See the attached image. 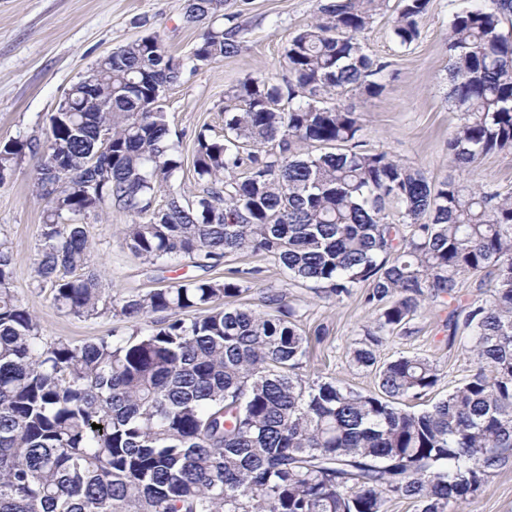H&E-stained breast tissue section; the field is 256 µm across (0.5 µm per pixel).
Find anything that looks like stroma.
<instances>
[{"label":"stroma","mask_w":512,"mask_h":512,"mask_svg":"<svg viewBox=\"0 0 512 512\" xmlns=\"http://www.w3.org/2000/svg\"><path fill=\"white\" fill-rule=\"evenodd\" d=\"M185 4L186 0H0V145L44 138L50 115L86 72L101 57L144 34L159 33L168 53L189 56L201 30L183 24ZM317 5L318 0H230L227 12L242 29L238 55L185 70L181 81L164 92L162 105L182 161L172 185L183 196L201 190L191 165L196 132L206 124L223 132L225 110L238 106L232 91L240 82L268 73L287 76L285 49L313 19ZM470 5L471 0H430L419 24L420 36L407 48L392 38L387 16H377L358 39L369 55L387 63L385 88L376 96L357 89L342 97L360 113L367 147L421 168L434 181L452 172L448 138L460 123L459 112L448 100L449 26L453 14ZM35 165V157L24 154L13 175L0 185V243L13 252L14 293L35 314L44 343L80 346L97 341L110 335L118 319L108 312L78 318L58 311L36 280L45 203L33 188ZM460 177L502 191L511 189L512 155L488 156ZM84 222L94 244L92 261L109 292L162 288L195 273L185 259L157 271L135 258L122 246L124 215L106 210L86 216ZM288 293L304 314L302 328L325 330L321 340L312 341L303 374L333 377L363 392L376 390L374 373L356 370L349 362V344L374 319L359 296L327 300L305 286L290 287ZM450 314L447 304L426 303L411 321L409 335L390 337L380 348L384 360L419 353L437 363L442 370L434 391L438 398L471 368L460 343L449 339ZM462 510L512 512V459L494 471Z\"/></svg>","instance_id":"1"}]
</instances>
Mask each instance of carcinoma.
<instances>
[{"mask_svg": "<svg viewBox=\"0 0 512 512\" xmlns=\"http://www.w3.org/2000/svg\"><path fill=\"white\" fill-rule=\"evenodd\" d=\"M428 4L397 0L396 42L418 38ZM227 5L195 0L183 24L223 17ZM386 7L319 0L286 49V85L244 80L224 134L196 135L193 171L206 189L191 199L171 189L181 162L157 101L187 63L237 55L238 26L207 29L186 60L156 33L118 48L87 73L89 98L84 81L72 87L43 142L0 148V184L25 151L37 156L46 211L35 273L53 306L136 324L81 347L44 343L0 244V512H388L395 500L457 512L512 456V191L452 175L434 183L366 147L359 113L321 105L331 92L384 89L387 64L357 34ZM508 22L512 0H481L450 22L456 169L512 153ZM102 134L109 150L93 163ZM104 209L130 218L124 245L149 265L187 259L208 272L250 254L277 264L284 283L261 309L234 303L241 280L263 282L258 267L108 304L86 225L72 222ZM469 278L485 298L454 310L452 335L474 368L414 411L440 370L418 354L381 363L379 347L409 333L426 300H458ZM308 284L338 302L359 292L376 315L348 354L375 370L378 391L298 373L309 338L288 288ZM156 313L167 317L139 327Z\"/></svg>", "mask_w": 512, "mask_h": 512, "instance_id": "1", "label": "carcinoma"}]
</instances>
